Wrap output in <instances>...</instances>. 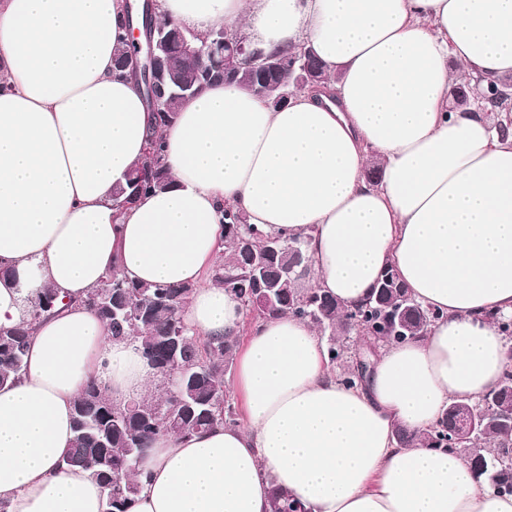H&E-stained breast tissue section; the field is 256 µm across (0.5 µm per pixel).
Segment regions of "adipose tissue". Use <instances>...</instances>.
Here are the masks:
<instances>
[{
    "mask_svg": "<svg viewBox=\"0 0 512 512\" xmlns=\"http://www.w3.org/2000/svg\"><path fill=\"white\" fill-rule=\"evenodd\" d=\"M156 12L266 52L311 48L330 80L280 109L209 86L160 131L171 187L120 206L113 190L154 125L114 64L124 0H0V329L24 320L26 295H58L22 375L0 386V504L105 512L90 472L59 462L90 384L117 406L155 386L138 343L85 303L115 271L194 284L192 333L247 335L242 422L158 436L131 512H273L276 487L309 512H512L459 453L394 439L495 390L512 364L493 322L512 317V134L448 109L454 69L512 74V0H157ZM228 209L307 237L318 287L345 307L391 268L435 322L382 347L366 386L344 385L309 324L269 315L243 329L240 300L210 279Z\"/></svg>",
    "mask_w": 512,
    "mask_h": 512,
    "instance_id": "obj_1",
    "label": "adipose tissue"
}]
</instances>
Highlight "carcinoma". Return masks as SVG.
<instances>
[{"mask_svg": "<svg viewBox=\"0 0 512 512\" xmlns=\"http://www.w3.org/2000/svg\"><path fill=\"white\" fill-rule=\"evenodd\" d=\"M198 63L189 57L173 58V71L190 81ZM483 77L460 74L452 83L448 97L451 108L459 109L457 93L477 99L479 112H507L512 108V85L497 79L482 88ZM167 104L161 125L174 121L188 98L165 94ZM156 174L140 180L133 169L126 184L115 189L114 199L125 202L131 191L148 194L166 189L171 183L166 165L161 163L163 140H150ZM222 247L224 264L214 280L232 289L240 299L244 314L255 319L269 314H288L310 323L326 341L331 365L339 368L340 380L351 387L366 382L377 357L379 343H399L427 334L436 314L424 308L407 288H377L369 301L347 311L336 297L318 288L311 279L313 264L296 262V252L309 254L307 242L292 239L285 243L247 224L231 210L224 211ZM262 268L264 291L268 299L260 309L253 307L257 291L252 267ZM194 292V286L160 287L129 282L112 274V301L102 299L105 285L88 294L86 304L97 312L108 331L116 338L137 342L162 383L175 378V390L141 396L125 406L113 405L104 388L93 383L73 406V438L63 458L67 466L89 470L98 482L106 512H129L140 486L137 480L140 459L159 435H185L216 424L236 425L239 413L225 392L224 374L233 364L238 338L200 340L190 333L181 313ZM50 289L26 296L29 320L0 330V386L17 378L24 369L27 344L35 323L55 304ZM489 401L498 405L494 419H483L477 433L452 441L463 410L479 412ZM399 445L419 444L445 448L464 455L477 479L500 494L512 495V369L505 371L497 389L474 401H454L439 424L419 437L399 427ZM274 512H306V509L276 488Z\"/></svg>", "mask_w": 512, "mask_h": 512, "instance_id": "carcinoma-1", "label": "carcinoma"}]
</instances>
